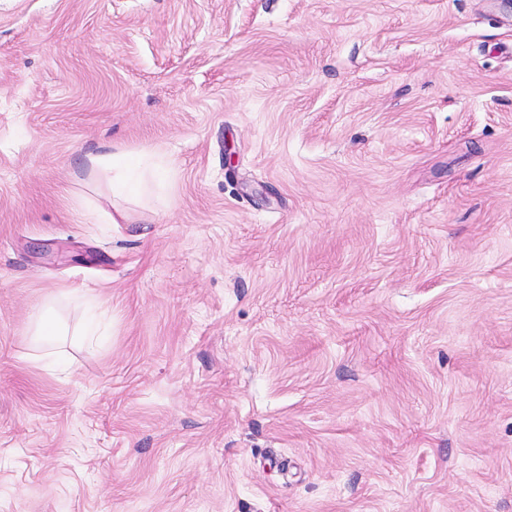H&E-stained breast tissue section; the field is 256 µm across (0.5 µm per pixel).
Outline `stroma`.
I'll return each mask as SVG.
<instances>
[{
	"label": "stroma",
	"instance_id": "obj_1",
	"mask_svg": "<svg viewBox=\"0 0 512 512\" xmlns=\"http://www.w3.org/2000/svg\"><path fill=\"white\" fill-rule=\"evenodd\" d=\"M0 512H512V0H0ZM90 169L112 174V223L131 224L130 214L122 201L150 199L162 186L166 161L158 152L117 150L110 155L87 154ZM67 334V328L62 319L57 316L52 308L42 307L37 315L32 336L35 341H39L45 336H64Z\"/></svg>",
	"mask_w": 512,
	"mask_h": 512
}]
</instances>
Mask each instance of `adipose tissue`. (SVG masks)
<instances>
[{
	"instance_id": "ef3b65f1",
	"label": "adipose tissue",
	"mask_w": 512,
	"mask_h": 512,
	"mask_svg": "<svg viewBox=\"0 0 512 512\" xmlns=\"http://www.w3.org/2000/svg\"><path fill=\"white\" fill-rule=\"evenodd\" d=\"M87 162L91 170L110 176L112 221L116 224H126L131 220L124 207L125 202L153 197L166 172V161L157 152L117 150L109 155H88Z\"/></svg>"
}]
</instances>
